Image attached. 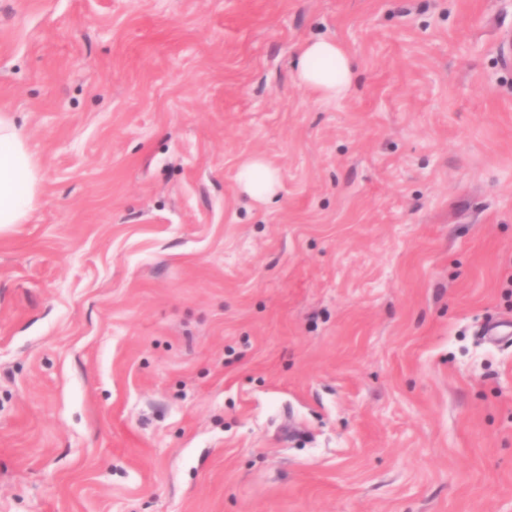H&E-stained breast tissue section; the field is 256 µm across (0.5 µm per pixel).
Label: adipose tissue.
I'll return each mask as SVG.
<instances>
[{"label": "adipose tissue", "instance_id": "1", "mask_svg": "<svg viewBox=\"0 0 512 512\" xmlns=\"http://www.w3.org/2000/svg\"><path fill=\"white\" fill-rule=\"evenodd\" d=\"M296 81L318 92L323 99L345 96L351 89L348 50L341 43L317 40L299 51ZM40 170L26 138L11 113H0V230L24 223L39 191Z\"/></svg>", "mask_w": 512, "mask_h": 512}]
</instances>
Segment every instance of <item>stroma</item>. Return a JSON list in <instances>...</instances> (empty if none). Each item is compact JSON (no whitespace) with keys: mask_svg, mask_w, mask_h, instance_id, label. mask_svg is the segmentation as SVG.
<instances>
[{"mask_svg":"<svg viewBox=\"0 0 512 512\" xmlns=\"http://www.w3.org/2000/svg\"><path fill=\"white\" fill-rule=\"evenodd\" d=\"M511 53L512 0H0V512H512ZM296 81L325 100L345 96L352 85L349 51L331 40L304 43L299 51ZM40 185L38 163L9 112L0 113V231L24 223ZM238 179L244 191L255 199H266L276 190L274 171L261 160H253L240 168Z\"/></svg>","mask_w":512,"mask_h":512,"instance_id":"stroma-1","label":"stroma"}]
</instances>
